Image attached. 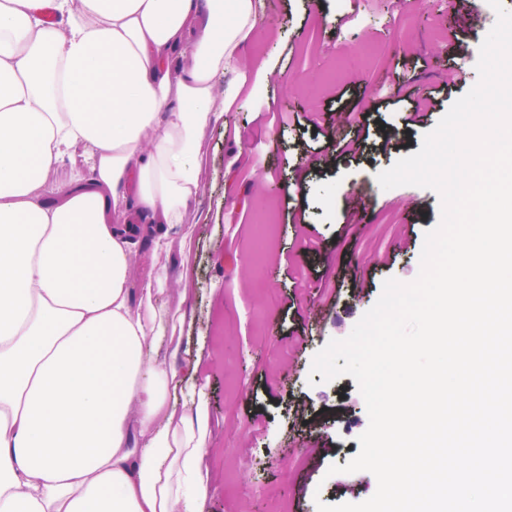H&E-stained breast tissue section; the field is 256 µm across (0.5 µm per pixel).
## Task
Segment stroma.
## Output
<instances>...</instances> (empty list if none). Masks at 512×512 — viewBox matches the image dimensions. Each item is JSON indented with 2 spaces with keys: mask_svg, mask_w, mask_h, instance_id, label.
Listing matches in <instances>:
<instances>
[{
  "mask_svg": "<svg viewBox=\"0 0 512 512\" xmlns=\"http://www.w3.org/2000/svg\"><path fill=\"white\" fill-rule=\"evenodd\" d=\"M494 14L487 0H394L386 11L378 0H264L248 61L224 78L240 93L208 131L192 221L170 231L185 248L134 237L135 290L164 274L160 302L186 313L181 342L155 357L207 404L200 512H317L375 493L371 472H328L357 455L369 418L354 378L323 382L312 360L351 333L386 279L417 277L440 197L381 189L376 175L419 151L477 83ZM254 57L272 58L276 78L257 84ZM462 61L463 83L452 76ZM413 104L429 119L406 133ZM356 122L374 130L363 157L330 161L329 143ZM262 214L277 221L265 236Z\"/></svg>",
  "mask_w": 512,
  "mask_h": 512,
  "instance_id": "35a3bbf8",
  "label": "stroma"
}]
</instances>
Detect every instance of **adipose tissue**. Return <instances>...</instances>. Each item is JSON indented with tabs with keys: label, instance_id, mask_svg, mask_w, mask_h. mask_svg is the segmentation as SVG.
I'll return each instance as SVG.
<instances>
[{
	"label": "adipose tissue",
	"instance_id": "adipose-tissue-1",
	"mask_svg": "<svg viewBox=\"0 0 512 512\" xmlns=\"http://www.w3.org/2000/svg\"><path fill=\"white\" fill-rule=\"evenodd\" d=\"M262 0H0V512H199L208 416L117 226L185 223Z\"/></svg>",
	"mask_w": 512,
	"mask_h": 512
}]
</instances>
